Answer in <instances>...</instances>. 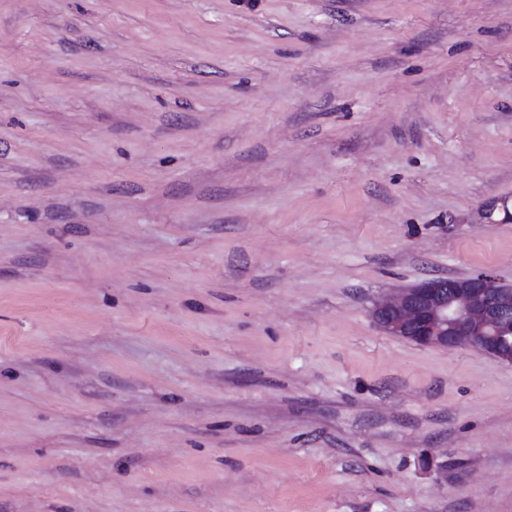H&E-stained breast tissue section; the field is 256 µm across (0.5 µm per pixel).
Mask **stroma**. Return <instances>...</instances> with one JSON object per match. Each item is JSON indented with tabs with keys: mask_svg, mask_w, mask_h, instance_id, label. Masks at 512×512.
<instances>
[{
	"mask_svg": "<svg viewBox=\"0 0 512 512\" xmlns=\"http://www.w3.org/2000/svg\"><path fill=\"white\" fill-rule=\"evenodd\" d=\"M512 284V0H0V512H512V365L381 296Z\"/></svg>",
	"mask_w": 512,
	"mask_h": 512,
	"instance_id": "35a3bbf8",
	"label": "stroma"
}]
</instances>
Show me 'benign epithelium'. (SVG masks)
I'll use <instances>...</instances> for the list:
<instances>
[{
    "label": "benign epithelium",
    "instance_id": "7a95c632",
    "mask_svg": "<svg viewBox=\"0 0 512 512\" xmlns=\"http://www.w3.org/2000/svg\"><path fill=\"white\" fill-rule=\"evenodd\" d=\"M496 283L487 272L429 279L376 301L371 315L386 334L422 346L454 348L474 336L484 352L512 364V300L492 296Z\"/></svg>",
    "mask_w": 512,
    "mask_h": 512
}]
</instances>
